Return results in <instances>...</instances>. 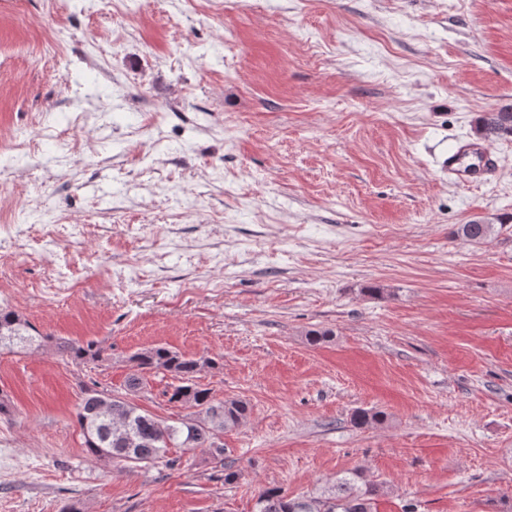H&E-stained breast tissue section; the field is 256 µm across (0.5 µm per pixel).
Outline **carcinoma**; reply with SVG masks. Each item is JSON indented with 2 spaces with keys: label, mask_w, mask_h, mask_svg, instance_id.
Here are the masks:
<instances>
[{
  "label": "carcinoma",
  "mask_w": 512,
  "mask_h": 512,
  "mask_svg": "<svg viewBox=\"0 0 512 512\" xmlns=\"http://www.w3.org/2000/svg\"><path fill=\"white\" fill-rule=\"evenodd\" d=\"M479 126L487 130L489 137L512 136V108L480 119ZM492 231L489 222L473 220L460 225L457 236L479 242ZM32 330L16 313L0 311V347L7 342L40 347L42 337L32 335ZM57 349L78 364L108 360L105 350L93 342L64 341L58 343ZM132 361L137 373L128 378L129 388H140L146 373H171L181 384L171 387L165 396L169 402L187 405L194 412L176 421L163 420L120 399L112 400V395L104 389L88 388L76 413L87 453L95 458L111 457L120 472L131 464L160 463L173 469L181 465V458L168 457L173 447L186 451L207 448L215 456L224 455L221 434L239 426L250 413V407L240 398L218 401L211 389L195 382L202 368L215 362H201L165 347L146 349L135 354ZM383 419L380 411L363 409L353 415V423L360 428ZM381 495L379 485L363 480L361 472L354 470L336 476L334 488L317 496L290 497L279 488H265L257 495L254 512H378Z\"/></svg>",
  "instance_id": "obj_1"
}]
</instances>
